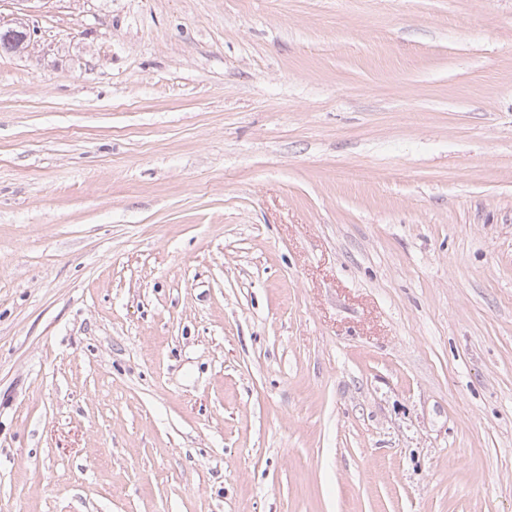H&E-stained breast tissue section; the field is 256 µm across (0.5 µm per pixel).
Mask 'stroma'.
Returning a JSON list of instances; mask_svg holds the SVG:
<instances>
[{"mask_svg": "<svg viewBox=\"0 0 512 512\" xmlns=\"http://www.w3.org/2000/svg\"><path fill=\"white\" fill-rule=\"evenodd\" d=\"M0 512H512V0H0Z\"/></svg>", "mask_w": 512, "mask_h": 512, "instance_id": "stroma-1", "label": "stroma"}]
</instances>
